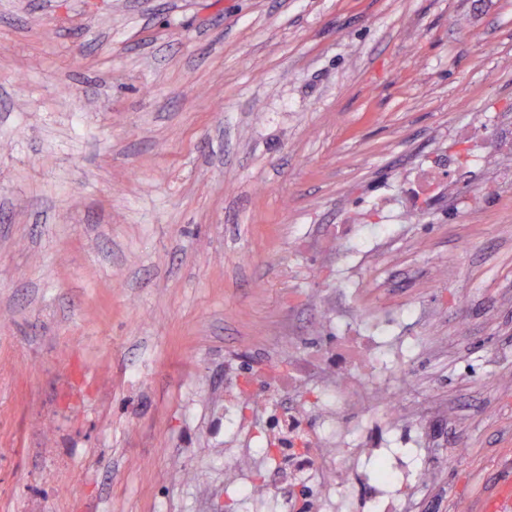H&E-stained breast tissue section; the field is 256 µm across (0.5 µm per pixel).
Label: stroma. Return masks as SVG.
I'll return each mask as SVG.
<instances>
[{
	"mask_svg": "<svg viewBox=\"0 0 512 512\" xmlns=\"http://www.w3.org/2000/svg\"><path fill=\"white\" fill-rule=\"evenodd\" d=\"M512 123V0H0V512L239 502L266 413L224 385L377 330L422 414L364 432L428 469L398 512L512 485V187L493 165L363 248L345 217L460 131ZM467 454L456 459L454 450Z\"/></svg>",
	"mask_w": 512,
	"mask_h": 512,
	"instance_id": "obj_1",
	"label": "stroma"
}]
</instances>
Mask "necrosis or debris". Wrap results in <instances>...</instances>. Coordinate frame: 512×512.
<instances>
[{
  "instance_id": "4bbe7bcc",
  "label": "necrosis or debris",
  "mask_w": 512,
  "mask_h": 512,
  "mask_svg": "<svg viewBox=\"0 0 512 512\" xmlns=\"http://www.w3.org/2000/svg\"><path fill=\"white\" fill-rule=\"evenodd\" d=\"M512 147V126L501 127L492 144L469 142L465 157L451 152L433 154L417 174L411 190L410 209L419 215L428 201L443 187L441 182L457 172L460 163L482 166L489 154ZM379 349L377 336L345 339L336 351L314 360L300 361L288 373L263 370L234 378L230 399L224 409L225 421L257 404L269 411L261 429L268 449V463L275 480L257 478L252 468L243 467L248 449H239L227 459L235 473L245 474L243 490L261 486L265 494L279 493L281 512H329L346 487L365 490L364 512H394L401 491V472L387 449L373 437H364L360 447H349L347 436L356 408L382 403L400 412V397L387 382L364 385L356 373L358 364L374 357ZM321 374L332 386V399L326 413H317L297 394L300 371Z\"/></svg>"
}]
</instances>
